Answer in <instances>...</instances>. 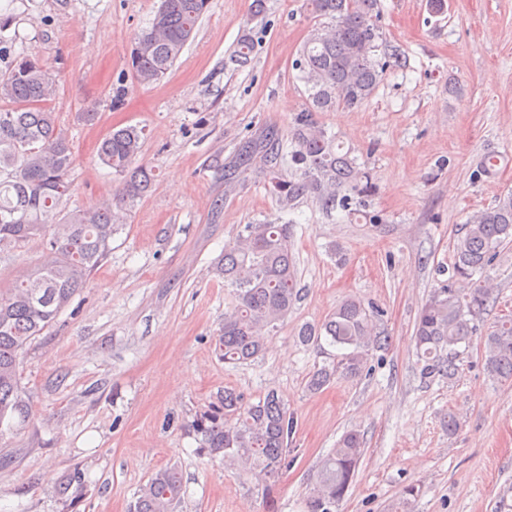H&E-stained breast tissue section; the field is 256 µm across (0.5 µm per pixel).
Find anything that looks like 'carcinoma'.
I'll return each mask as SVG.
<instances>
[{
  "label": "carcinoma",
  "mask_w": 512,
  "mask_h": 512,
  "mask_svg": "<svg viewBox=\"0 0 512 512\" xmlns=\"http://www.w3.org/2000/svg\"><path fill=\"white\" fill-rule=\"evenodd\" d=\"M318 23L300 49L295 68L307 87L309 106L297 114L291 130L292 150L267 135L242 142L235 161L224 171L233 190L255 159L264 162L265 176L281 212L312 198L327 211L351 212L365 206L375 192L371 173L351 153L342 151L314 117L336 107L359 108L371 98L389 67L402 66L397 49L380 52L379 0H306ZM210 0H160L148 26L133 38L128 65L141 86L159 81L172 68L209 10ZM254 40L243 35L234 47V61H251ZM55 76L39 55L26 48L12 52L0 75V251L36 237L42 241L40 263L31 273L0 287V429L13 427L28 413L20 364L26 347L55 322L91 272L111 250L118 230L116 211L146 197L154 174L138 163L143 129H113L102 139L98 157L121 178L112 203L95 210H66L73 164L72 147L55 113L44 107L54 91ZM296 166L288 180L280 167L285 159ZM293 225L247 224L224 245V259L215 274L224 280L229 306L218 338L224 363L237 365L258 357L266 335L284 321L297 300L292 257ZM512 241V194L469 216L453 245L454 278L422 306L413 342L425 377L452 378L459 372L460 347H469L478 322L494 300L492 287L472 281L491 265L496 249ZM377 311L358 298L344 300L320 324L298 331L302 345L325 338L343 349L336 361L316 369L308 389L317 392L337 378H356L366 367L368 352L386 341L374 333ZM484 368L497 381L512 379V315L494 322L483 337ZM293 416L278 392L266 391L257 401L224 389L218 403L191 423L201 434L202 448L224 464L270 489L288 468V440ZM363 438L346 432L322 460L306 501L307 512H336L354 480L363 455ZM83 471L73 469L59 485L60 499L83 495ZM182 480L166 467L151 475L136 496L131 512H177Z\"/></svg>",
  "instance_id": "1"
}]
</instances>
